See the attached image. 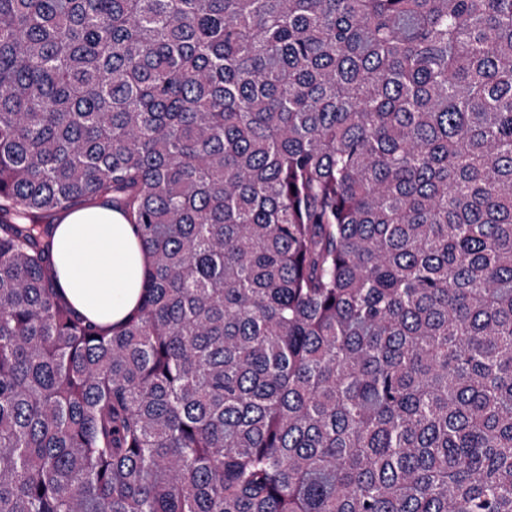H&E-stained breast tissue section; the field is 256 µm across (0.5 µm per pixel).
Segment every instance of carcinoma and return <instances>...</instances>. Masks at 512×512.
I'll return each mask as SVG.
<instances>
[{
    "mask_svg": "<svg viewBox=\"0 0 512 512\" xmlns=\"http://www.w3.org/2000/svg\"><path fill=\"white\" fill-rule=\"evenodd\" d=\"M0 512H512V0H0ZM53 259L58 290L89 321L115 326L137 307L148 257L111 203L65 214L55 229Z\"/></svg>",
    "mask_w": 512,
    "mask_h": 512,
    "instance_id": "cac0c4a2",
    "label": "carcinoma"
}]
</instances>
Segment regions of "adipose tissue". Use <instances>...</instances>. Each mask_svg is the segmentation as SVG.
<instances>
[{"label":"adipose tissue","instance_id":"ef3b65f1","mask_svg":"<svg viewBox=\"0 0 512 512\" xmlns=\"http://www.w3.org/2000/svg\"><path fill=\"white\" fill-rule=\"evenodd\" d=\"M53 259L60 292L89 321L115 326L137 307L148 257L110 203L65 214L55 229Z\"/></svg>","mask_w":512,"mask_h":512}]
</instances>
